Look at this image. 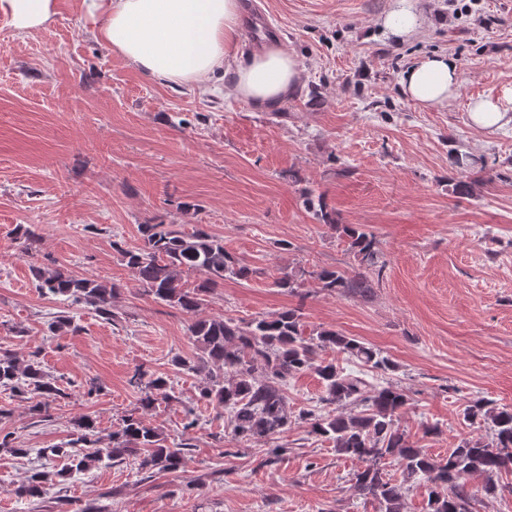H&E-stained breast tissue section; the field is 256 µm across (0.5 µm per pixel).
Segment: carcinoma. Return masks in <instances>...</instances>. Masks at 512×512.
I'll use <instances>...</instances> for the list:
<instances>
[{"label": "carcinoma", "instance_id": "obj_1", "mask_svg": "<svg viewBox=\"0 0 512 512\" xmlns=\"http://www.w3.org/2000/svg\"><path fill=\"white\" fill-rule=\"evenodd\" d=\"M317 217L348 237L359 266H376L378 257L371 235L352 224L336 223L324 210ZM141 235V246L120 250L122 261L148 295L183 312H196L204 296L224 280H243L252 273L248 265L224 249L222 240L203 229L185 233L175 224H143ZM190 271L198 273L200 280L186 288L182 275ZM34 274L44 294L82 302L101 317H112V297L117 292L114 284L79 278L62 268L37 269ZM310 276L330 294L367 295L374 288V280L356 270L322 269ZM191 335L199 353L176 363L189 372L206 375L207 385L200 396L230 414L231 434L237 441L288 432L292 416L284 387L294 375L314 370L324 388L321 402L338 408L349 406L351 410L336 415L302 410L298 419L309 425L310 433L332 442L336 453L361 463L352 473L353 487L377 502L379 512H404V484L408 482H423L428 487L426 512H473L476 493L469 486L470 479L483 477L485 494L494 495L499 475L512 472V406L483 399L470 402L464 409V420L487 425L491 441L463 438L447 457L436 458L412 442L398 424L399 415L411 401L404 390L393 385L373 387L335 361L319 357V352L336 349L382 372L394 370L395 363L380 350L333 329L304 334L303 314L298 308L248 322L221 317L198 319L191 326ZM166 386L162 376L149 380V392L140 399L141 409L153 407L157 398L152 391ZM0 387L12 390L21 402L39 398L32 406L39 413L63 395L40 362H24L6 350L0 351ZM192 415V410H187L185 437L168 445L161 433L131 414L103 448L97 447L94 439V421L83 417L75 421L72 438L39 449V454L48 459L68 458L67 467L52 474L31 472L15 494L39 499L56 477L64 479L95 462H116L130 454H142L140 468L150 474L176 472L186 465V449L193 447L187 437L197 426ZM392 463L401 469L400 482L388 470Z\"/></svg>", "mask_w": 512, "mask_h": 512}]
</instances>
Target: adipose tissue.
Returning <instances> with one entry per match:
<instances>
[{
  "label": "adipose tissue",
  "mask_w": 512,
  "mask_h": 512,
  "mask_svg": "<svg viewBox=\"0 0 512 512\" xmlns=\"http://www.w3.org/2000/svg\"><path fill=\"white\" fill-rule=\"evenodd\" d=\"M60 0H0V17L16 34L48 29ZM87 18L98 21V39L130 65L171 87L209 91L211 76L230 70L229 89L254 107H274L291 95L302 78L296 57L273 44L238 62L243 16L241 0H81ZM424 23L415 0H392L376 24L403 41ZM462 72L456 58L424 55L400 79L407 99L422 108L451 106Z\"/></svg>",
  "instance_id": "obj_1"
}]
</instances>
